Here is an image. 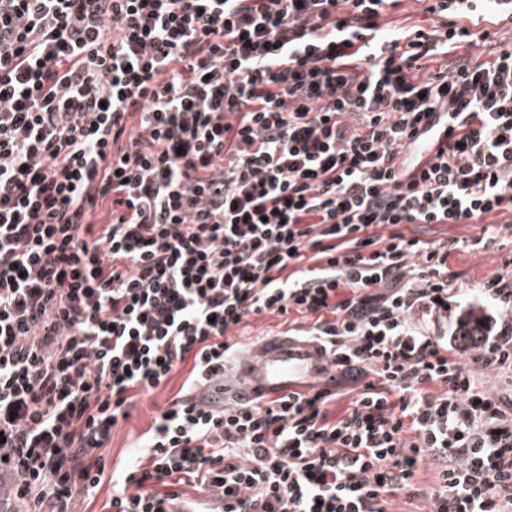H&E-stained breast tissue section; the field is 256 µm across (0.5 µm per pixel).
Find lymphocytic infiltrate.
I'll return each instance as SVG.
<instances>
[{"label": "lymphocytic infiltrate", "instance_id": "1", "mask_svg": "<svg viewBox=\"0 0 512 512\" xmlns=\"http://www.w3.org/2000/svg\"><path fill=\"white\" fill-rule=\"evenodd\" d=\"M0 0V505L512 512V274L448 326L455 240L512 215L506 0ZM448 143L421 144L440 113ZM297 312L356 390L214 403L248 317ZM468 354L461 363L460 354ZM189 365L129 471L105 450ZM439 393H431V386ZM200 491L188 497L186 487ZM424 228H427L429 231H422ZM481 228V225L478 224H433V226L429 224H405L400 227V230L404 232L406 236L416 235L424 241L436 239L446 240L447 238L470 240L472 236L480 233Z\"/></svg>", "mask_w": 512, "mask_h": 512}]
</instances>
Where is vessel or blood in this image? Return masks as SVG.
<instances>
[{
    "instance_id": "1",
    "label": "vessel or blood",
    "mask_w": 512,
    "mask_h": 512,
    "mask_svg": "<svg viewBox=\"0 0 512 512\" xmlns=\"http://www.w3.org/2000/svg\"><path fill=\"white\" fill-rule=\"evenodd\" d=\"M327 356L314 343L289 337L271 338L257 344L240 364L236 377L237 399H274L328 377Z\"/></svg>"
}]
</instances>
